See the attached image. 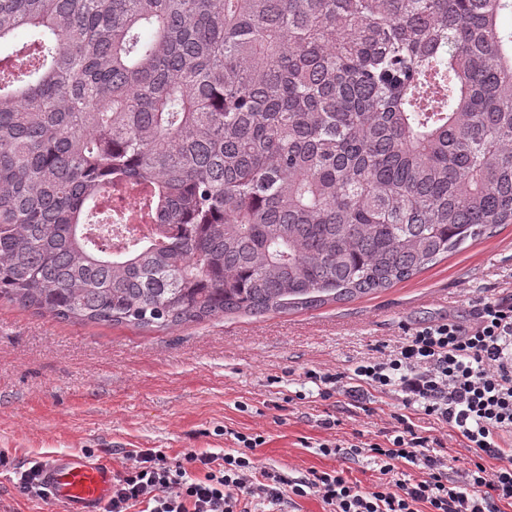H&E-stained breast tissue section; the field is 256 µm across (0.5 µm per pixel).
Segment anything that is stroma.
<instances>
[{"instance_id":"stroma-1","label":"stroma","mask_w":512,"mask_h":512,"mask_svg":"<svg viewBox=\"0 0 512 512\" xmlns=\"http://www.w3.org/2000/svg\"><path fill=\"white\" fill-rule=\"evenodd\" d=\"M512 294V224L469 243L380 292L316 309L147 331L132 325L62 322L0 299V512H59L20 494L29 463L71 452L120 472L128 451L224 452L233 432H257L263 467L291 478L344 466L318 453L327 439L374 437L396 426L400 396H318L309 371L349 372L407 329L442 318L473 319L480 302ZM338 429L321 428L326 415ZM370 486L377 467L346 464Z\"/></svg>"}]
</instances>
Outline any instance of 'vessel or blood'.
<instances>
[{"mask_svg":"<svg viewBox=\"0 0 512 512\" xmlns=\"http://www.w3.org/2000/svg\"><path fill=\"white\" fill-rule=\"evenodd\" d=\"M43 479L51 500L62 512H100L112 485L108 470L91 466L76 453L54 459L45 468Z\"/></svg>","mask_w":512,"mask_h":512,"instance_id":"b4317fda","label":"vessel or blood"}]
</instances>
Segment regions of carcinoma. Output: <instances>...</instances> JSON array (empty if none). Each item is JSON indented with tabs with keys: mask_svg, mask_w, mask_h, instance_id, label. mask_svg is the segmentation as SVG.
Returning a JSON list of instances; mask_svg holds the SVG:
<instances>
[{
	"mask_svg": "<svg viewBox=\"0 0 512 512\" xmlns=\"http://www.w3.org/2000/svg\"><path fill=\"white\" fill-rule=\"evenodd\" d=\"M512 0H0V298L162 330L512 224ZM25 60L22 66L12 58ZM156 226L114 250L92 218Z\"/></svg>",
	"mask_w": 512,
	"mask_h": 512,
	"instance_id": "1",
	"label": "carcinoma"
}]
</instances>
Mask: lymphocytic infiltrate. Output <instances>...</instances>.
I'll use <instances>...</instances> for the list:
<instances>
[{
    "label": "lymphocytic infiltrate",
    "mask_w": 512,
    "mask_h": 512,
    "mask_svg": "<svg viewBox=\"0 0 512 512\" xmlns=\"http://www.w3.org/2000/svg\"><path fill=\"white\" fill-rule=\"evenodd\" d=\"M321 398L342 393L354 402L371 393L400 395L405 414L367 441L326 440L320 454L366 457L379 478L361 487L346 470L285 477L260 467L258 433L234 432L229 453L191 452L169 462L163 451H129L112 481L104 512H257L318 497L327 512H503L512 507V295L482 302L473 321L443 319L408 331L388 354L356 363L349 375L309 371ZM439 421L466 451L455 467L436 436L423 435L413 415ZM414 477L401 478L402 468ZM456 478H449V469Z\"/></svg>",
    "instance_id": "lymphocytic-infiltrate-1"
}]
</instances>
